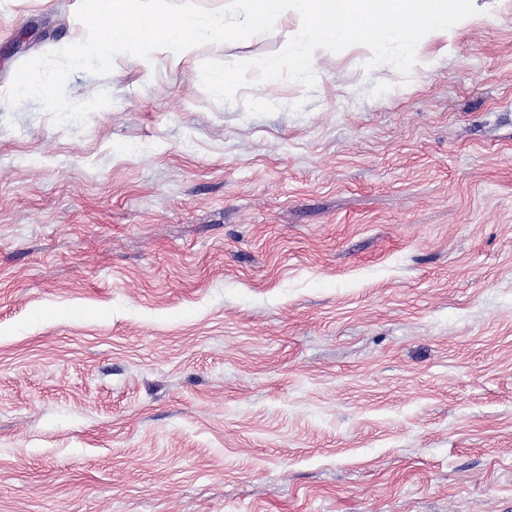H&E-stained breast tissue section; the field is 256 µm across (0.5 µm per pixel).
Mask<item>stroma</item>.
Returning a JSON list of instances; mask_svg holds the SVG:
<instances>
[{"instance_id": "35a3bbf8", "label": "stroma", "mask_w": 512, "mask_h": 512, "mask_svg": "<svg viewBox=\"0 0 512 512\" xmlns=\"http://www.w3.org/2000/svg\"><path fill=\"white\" fill-rule=\"evenodd\" d=\"M0 0V87L82 36ZM214 100L116 58L0 103V512H512V0Z\"/></svg>"}]
</instances>
